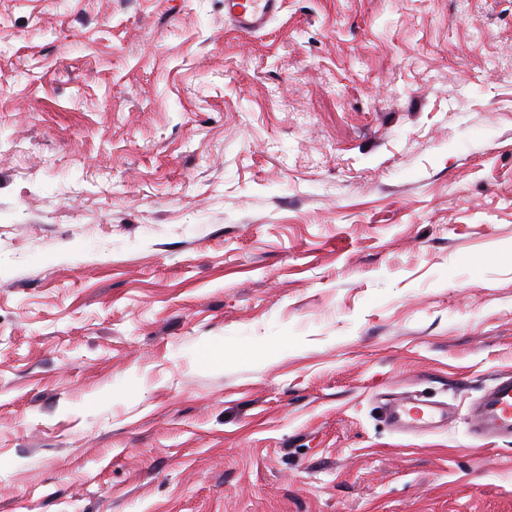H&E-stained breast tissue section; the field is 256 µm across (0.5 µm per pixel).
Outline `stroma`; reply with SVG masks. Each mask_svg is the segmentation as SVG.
<instances>
[{"mask_svg": "<svg viewBox=\"0 0 512 512\" xmlns=\"http://www.w3.org/2000/svg\"><path fill=\"white\" fill-rule=\"evenodd\" d=\"M503 371L512 0H0V512H512ZM283 0H224V15L239 33L264 29L280 12ZM471 432L483 440L512 437V372L499 374L472 406ZM386 415L396 431L419 433L439 428L448 422V411L428 404L413 396H400L386 405ZM439 419L436 421V419Z\"/></svg>", "mask_w": 512, "mask_h": 512, "instance_id": "35a3bbf8", "label": "stroma"}]
</instances>
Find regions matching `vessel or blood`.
<instances>
[{
    "instance_id": "vessel-or-blood-1",
    "label": "vessel or blood",
    "mask_w": 512,
    "mask_h": 512,
    "mask_svg": "<svg viewBox=\"0 0 512 512\" xmlns=\"http://www.w3.org/2000/svg\"><path fill=\"white\" fill-rule=\"evenodd\" d=\"M283 0H224V15L234 29L252 34L264 29L280 12ZM386 415L396 431L419 433L448 419L446 410L411 396L392 399ZM472 433L483 440L512 437V372L496 377L471 409Z\"/></svg>"
}]
</instances>
